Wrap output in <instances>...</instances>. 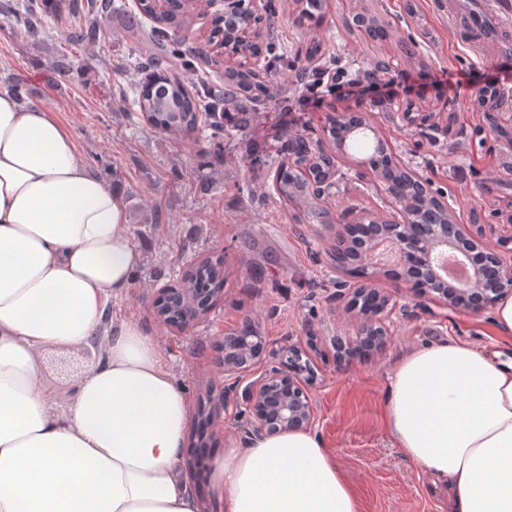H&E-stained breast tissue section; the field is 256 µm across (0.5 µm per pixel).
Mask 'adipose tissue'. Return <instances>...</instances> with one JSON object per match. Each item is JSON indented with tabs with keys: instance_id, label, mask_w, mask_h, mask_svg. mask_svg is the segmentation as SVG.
Masks as SVG:
<instances>
[{
	"instance_id": "1",
	"label": "adipose tissue",
	"mask_w": 512,
	"mask_h": 512,
	"mask_svg": "<svg viewBox=\"0 0 512 512\" xmlns=\"http://www.w3.org/2000/svg\"><path fill=\"white\" fill-rule=\"evenodd\" d=\"M142 254L121 194L52 112L0 89V512H197L177 472L188 395L146 329L110 314ZM499 339L421 347L387 383L407 456L448 481L454 512H512V295ZM87 349L66 407L43 353ZM225 512H361L322 439L259 435L213 460Z\"/></svg>"
}]
</instances>
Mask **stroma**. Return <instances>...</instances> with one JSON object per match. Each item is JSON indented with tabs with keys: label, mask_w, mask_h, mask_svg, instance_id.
Segmentation results:
<instances>
[{
	"label": "stroma",
	"mask_w": 512,
	"mask_h": 512,
	"mask_svg": "<svg viewBox=\"0 0 512 512\" xmlns=\"http://www.w3.org/2000/svg\"><path fill=\"white\" fill-rule=\"evenodd\" d=\"M258 2L274 8L266 27L273 48L289 51L288 66L275 74L276 93L261 106L253 128L225 138L223 155L206 167H198L197 159L212 152L210 140H174L155 132L120 94L131 46L119 21H111L84 69L62 79L53 64L74 51L62 29L36 40L20 38L0 15V87H7L9 77L23 78L28 102L53 112L83 162L95 158L108 166L105 181L119 185L131 228L145 215L159 217L152 233L136 237L143 264L113 308L147 328L166 368L186 387L187 430L195 428L205 392L231 381L213 348L216 337L249 319L271 349L295 345L307 351L318 374L312 430L360 496L362 512H453L448 483L412 462L390 434L387 380L402 358L423 345L488 344L496 334L491 311L444 310L424 296L397 291L393 276H383L375 286L389 299L390 337L371 351L338 357L339 344H353L362 322L360 312L347 307V291L337 285L341 274L329 252L341 227L292 223L287 208L262 190L286 154L279 131L292 127L320 137L327 113L360 102L352 94L326 91L320 108L302 111L306 50L317 44L332 61L329 74L382 76L369 93L382 101L370 118L401 163L430 180L455 222L468 223L475 210L484 223L499 226V235H512V109L487 114L473 102L449 100L445 86L451 77L473 92L491 83L512 87V61L493 60L485 45L468 41L448 0H374L395 20L399 35L416 40L419 64L389 43L348 34L339 18L359 0H328L316 25L297 22L295 0ZM410 103L431 114L429 124L407 121ZM359 155L353 149L343 156L346 185L326 204L335 212L362 206L382 215L380 198L353 163ZM256 157L263 167H250ZM203 180L212 185L206 195L198 190ZM198 254L223 258L224 296L191 328L164 325L151 309L156 291L172 284L173 272Z\"/></svg>",
	"instance_id": "35a3bbf8"
}]
</instances>
